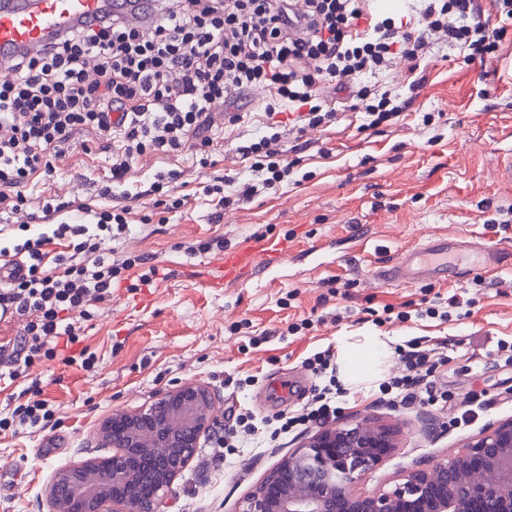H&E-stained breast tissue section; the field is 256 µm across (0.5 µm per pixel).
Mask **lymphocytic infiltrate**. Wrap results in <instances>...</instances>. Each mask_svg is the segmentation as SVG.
<instances>
[{
    "mask_svg": "<svg viewBox=\"0 0 512 512\" xmlns=\"http://www.w3.org/2000/svg\"><path fill=\"white\" fill-rule=\"evenodd\" d=\"M297 14L308 26L302 38L289 32ZM436 34L467 45L482 63L499 48L498 30L481 19L473 0H427L417 23L401 25L373 18L364 0H304L300 11L293 0H179L146 24L132 26L112 14L71 27L49 47L8 61L13 78L0 84V212L21 210L24 187L51 175L62 146L85 130L111 142L115 183L148 152L206 153L213 144L212 104L233 103L255 85L268 87L309 127L336 118L323 106L328 84L353 89L368 127L390 122L396 109L384 97L368 102L361 76L396 55L419 60ZM278 140L274 134L237 148L268 188L293 168ZM66 208L44 200L43 221ZM87 233L83 224H53L50 233L14 245L24 271L0 283V321L17 317L24 325L21 336L0 345V380L26 377L45 358L68 367L94 365V352L81 344L80 322L111 300L123 272L147 264L142 256L113 262ZM66 237L74 240L71 253L46 266V246ZM403 359L405 374L384 384V391L422 407L437 405L429 355L412 350ZM27 391L28 400L0 417V435L42 432L54 421L38 381Z\"/></svg>",
    "mask_w": 512,
    "mask_h": 512,
    "instance_id": "obj_1",
    "label": "lymphocytic infiltrate"
}]
</instances>
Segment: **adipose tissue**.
Returning a JSON list of instances; mask_svg holds the SVG:
<instances>
[{"mask_svg": "<svg viewBox=\"0 0 512 512\" xmlns=\"http://www.w3.org/2000/svg\"><path fill=\"white\" fill-rule=\"evenodd\" d=\"M388 342L385 336H368L361 342L341 341L337 359L340 380L356 389L370 388L377 379V365L389 353Z\"/></svg>", "mask_w": 512, "mask_h": 512, "instance_id": "ef3b65f1", "label": "adipose tissue"}]
</instances>
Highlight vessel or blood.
<instances>
[{"instance_id": "1", "label": "vessel or blood", "mask_w": 512, "mask_h": 512, "mask_svg": "<svg viewBox=\"0 0 512 512\" xmlns=\"http://www.w3.org/2000/svg\"><path fill=\"white\" fill-rule=\"evenodd\" d=\"M117 11L131 23L149 13L146 0L129 5L127 0H0V59L28 48L46 47L59 33L78 22H91L101 14ZM477 253L480 260L497 267H512V249L490 246L473 249L462 236L429 238L425 244L406 252L402 259L378 271L379 280L413 284L448 278V259ZM255 259L254 252L225 253L221 267L228 282L239 280Z\"/></svg>"}]
</instances>
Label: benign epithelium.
I'll use <instances>...</instances> for the list:
<instances>
[{
    "label": "benign epithelium",
    "mask_w": 512,
    "mask_h": 512,
    "mask_svg": "<svg viewBox=\"0 0 512 512\" xmlns=\"http://www.w3.org/2000/svg\"><path fill=\"white\" fill-rule=\"evenodd\" d=\"M216 395L186 381L151 404L104 418L100 446L57 469L45 487L47 512H162L178 476L215 423ZM400 448L398 430L359 419L323 427L255 487L241 512H512V418L489 424L456 453L407 471L389 491L359 484ZM143 485L146 500L135 498Z\"/></svg>",
    "instance_id": "benign-epithelium-1"
}]
</instances>
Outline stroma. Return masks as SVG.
<instances>
[{"mask_svg":"<svg viewBox=\"0 0 512 512\" xmlns=\"http://www.w3.org/2000/svg\"><path fill=\"white\" fill-rule=\"evenodd\" d=\"M502 34L495 58L471 61L468 49L430 37L421 61L395 57L386 68L363 75L373 94H387L399 115L393 123L360 129L345 89L327 87L337 110L327 127L297 131L283 111L267 118L272 97L258 86L236 98L240 119L212 108L213 146L207 160L145 154L125 182L110 183L111 152H84L91 132L78 134L55 160V171L26 189L27 204L0 213V265L25 234L44 232L32 222L43 198L73 202L62 222L93 223L94 211L128 207L120 235L105 241L114 261L141 255L162 270L153 283L114 286L82 325L81 337L97 363L84 370L45 360L30 368L42 395L56 407L46 431L0 435V512H46L44 489L51 473L96 453L99 422L133 410L184 381L210 385L220 396L217 421L175 481L163 512H237L243 498L318 424L275 434L276 417L300 410L326 382L309 358L336 353L339 338L380 334L393 339L382 379L402 375L400 350L428 351L437 389L450 406L424 409L379 386L338 397L340 419L393 423L401 446L369 471L360 488L388 487L402 470L456 452L489 423L512 417V371L494 363L499 342L512 343V269L494 274L476 267L448 283L391 284L377 280L380 267L434 235H466L469 242L512 244V182L500 168L512 154V16L493 14L490 0H476ZM278 133L279 145L297 162L273 188L246 202L238 197L256 178L236 148ZM180 173L172 190H156L158 173ZM222 183L229 206L205 186ZM109 194H102V187ZM183 197L171 207L168 196ZM285 239L288 257L258 265L237 284L211 287L223 251L262 238ZM220 238L223 251L199 243ZM461 305L449 309V296ZM391 307L392 317L377 313ZM449 318H441V311ZM300 324L299 333L290 325ZM251 412L255 429L240 435L232 451L214 437L237 427Z\"/></svg>","mask_w":512,"mask_h":512,"instance_id":"1","label":"stroma"}]
</instances>
